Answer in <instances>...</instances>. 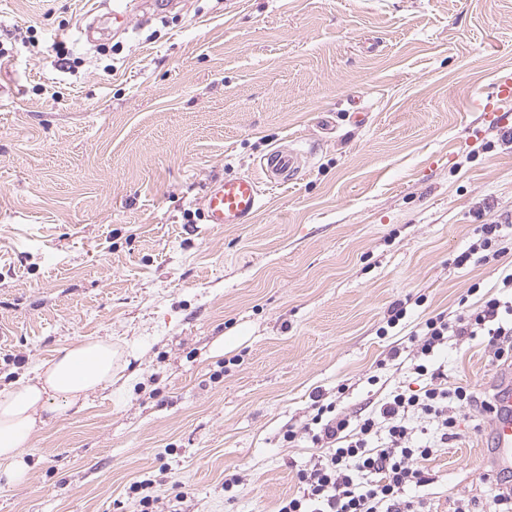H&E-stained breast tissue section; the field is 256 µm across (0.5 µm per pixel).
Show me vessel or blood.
I'll list each match as a JSON object with an SVG mask.
<instances>
[{
    "label": "vessel or blood",
    "mask_w": 512,
    "mask_h": 512,
    "mask_svg": "<svg viewBox=\"0 0 512 512\" xmlns=\"http://www.w3.org/2000/svg\"><path fill=\"white\" fill-rule=\"evenodd\" d=\"M136 16V0H112L109 19L113 33L127 32ZM509 101H512V78L505 76L496 85L494 102L482 107L485 128L501 129L497 106ZM306 165L307 158L303 153L279 147L262 158V178L237 175L211 180L201 198L206 223H249L264 206V185L277 186L296 181ZM495 377L498 384L490 424L491 458L496 468L512 470V366L498 368Z\"/></svg>",
    "instance_id": "b4317fda"
}]
</instances>
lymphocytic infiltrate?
<instances>
[{"label":"lymphocytic infiltrate","instance_id":"obj_1","mask_svg":"<svg viewBox=\"0 0 512 512\" xmlns=\"http://www.w3.org/2000/svg\"><path fill=\"white\" fill-rule=\"evenodd\" d=\"M453 336L484 337L495 357L511 358L512 300L491 296L458 315L426 319L410 336V366L427 380L418 392L394 388L375 410L359 417L338 412L335 403L321 404L303 431L286 429L285 442L304 433L323 453L300 471L299 494L282 500L278 512H421L420 501L407 491L434 483L425 460L437 444L454 436V410L476 401L473 391L448 387L439 372L429 369L432 357ZM417 420L433 424L436 441L416 440Z\"/></svg>","mask_w":512,"mask_h":512}]
</instances>
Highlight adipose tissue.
<instances>
[{
  "label": "adipose tissue",
  "instance_id": "adipose-tissue-1",
  "mask_svg": "<svg viewBox=\"0 0 512 512\" xmlns=\"http://www.w3.org/2000/svg\"><path fill=\"white\" fill-rule=\"evenodd\" d=\"M115 360L111 339L82 341L37 365L33 378L0 391V477H25L21 450L43 424L44 413L82 403L110 385Z\"/></svg>",
  "mask_w": 512,
  "mask_h": 512
}]
</instances>
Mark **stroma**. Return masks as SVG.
I'll return each mask as SVG.
<instances>
[{
	"label": "stroma",
	"instance_id": "35a3bbf8",
	"mask_svg": "<svg viewBox=\"0 0 512 512\" xmlns=\"http://www.w3.org/2000/svg\"><path fill=\"white\" fill-rule=\"evenodd\" d=\"M111 7L0 0V389L104 338L125 379L51 413L0 512H138L143 479L156 512H277L318 454L285 428L424 386L410 332L512 269V143L464 97L512 76V0H182L120 36ZM278 146L299 179L204 223L205 183ZM482 224L503 255L457 265ZM434 363L490 395L480 341ZM456 417L428 512L499 491L487 414Z\"/></svg>",
	"mask_w": 512,
	"mask_h": 512
}]
</instances>
